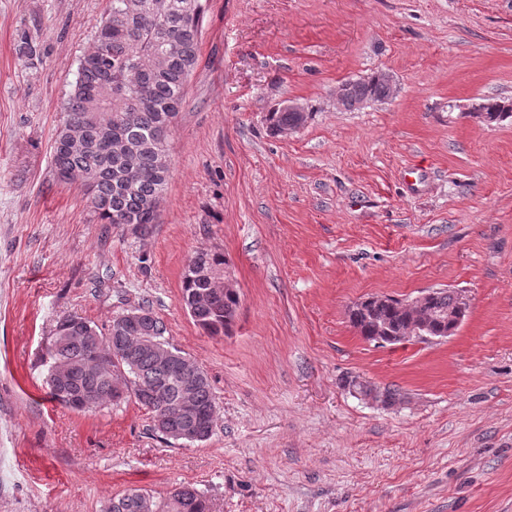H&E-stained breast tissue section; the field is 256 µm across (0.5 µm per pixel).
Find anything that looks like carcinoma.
I'll list each match as a JSON object with an SVG mask.
<instances>
[{"mask_svg":"<svg viewBox=\"0 0 512 512\" xmlns=\"http://www.w3.org/2000/svg\"><path fill=\"white\" fill-rule=\"evenodd\" d=\"M110 0L97 27L95 44L78 62L77 78L65 102L64 121L52 144L56 174L63 181H79L87 189L88 202L102 224H137L145 231L157 223L158 208L166 190L169 169L159 165L168 154L171 119L185 103L189 78L199 60V35L203 18L202 0ZM352 99L379 100L389 96L383 75H373L353 85ZM479 110L502 121L512 117V103L490 98ZM304 112H274L271 131L298 129L305 124ZM112 130V154L99 148L106 130ZM198 267L224 271V256L198 252L190 258ZM456 292L440 288L428 296L421 311L432 317L431 334L448 337V310L455 308ZM240 304L239 294L224 291L210 295L195 310L193 321L211 336L230 330ZM143 329L149 336L165 340L166 326L142 306ZM411 312L399 299L384 305H357L350 321L368 341L376 340L375 328L387 327L397 335L405 330ZM77 317L67 316L56 327L48 350L50 367L66 369L67 382L48 377L51 397L70 408L68 397L85 389L93 391L90 412L113 403L117 385L151 413L164 419L161 433L177 441L186 425L197 427L200 440H207L215 417V398L207 374L192 367L183 375L159 364L142 351L128 334L107 329L99 336L112 350V370L98 369L91 355L92 341L73 333ZM190 386L198 416L189 419L178 412V400ZM153 512H210L207 497L199 490L180 486L162 500L142 489L112 498L108 512H142L143 502Z\"/></svg>","mask_w":512,"mask_h":512,"instance_id":"obj_1","label":"carcinoma"}]
</instances>
